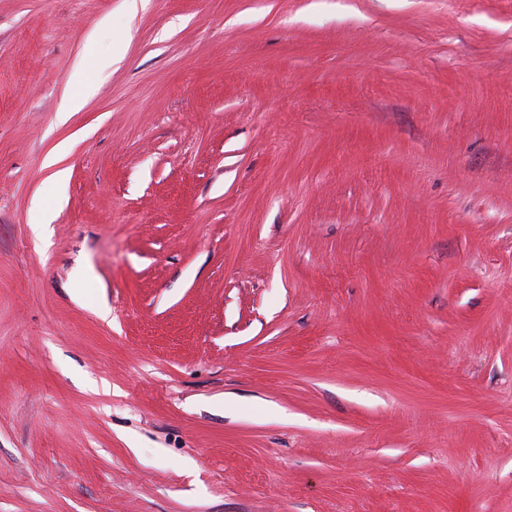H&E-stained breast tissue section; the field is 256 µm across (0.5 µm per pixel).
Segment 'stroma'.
<instances>
[{
    "label": "stroma",
    "mask_w": 512,
    "mask_h": 512,
    "mask_svg": "<svg viewBox=\"0 0 512 512\" xmlns=\"http://www.w3.org/2000/svg\"><path fill=\"white\" fill-rule=\"evenodd\" d=\"M0 512H512V0H0Z\"/></svg>",
    "instance_id": "35a3bbf8"
}]
</instances>
